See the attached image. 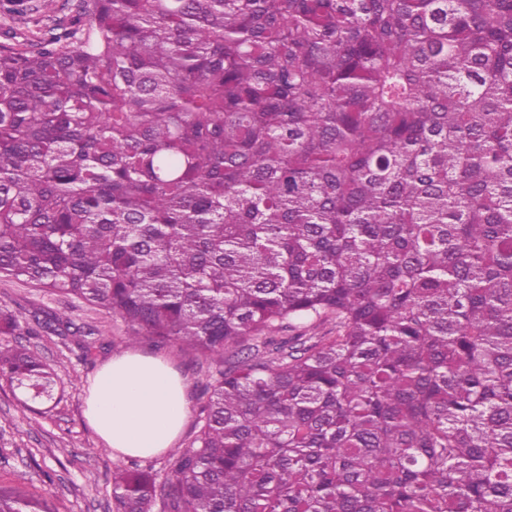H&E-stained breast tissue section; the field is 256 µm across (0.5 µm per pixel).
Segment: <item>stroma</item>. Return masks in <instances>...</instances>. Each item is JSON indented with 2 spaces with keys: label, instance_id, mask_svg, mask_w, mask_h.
Instances as JSON below:
<instances>
[{
  "label": "stroma",
  "instance_id": "obj_1",
  "mask_svg": "<svg viewBox=\"0 0 512 512\" xmlns=\"http://www.w3.org/2000/svg\"><path fill=\"white\" fill-rule=\"evenodd\" d=\"M62 0H0V45L23 46L45 27L68 21ZM20 322L42 312L67 314L85 329L86 337L0 336V345L21 343L37 351L56 372L61 396L53 409L23 405L25 395L0 378V490L25 485L37 497H47L54 512H113L112 477L130 458L102 450V442L88 424L85 400L91 378L113 356L127 352L128 326L105 308L35 285L0 277V308ZM107 329L111 343L100 346L93 328ZM136 352L165 360L187 385L188 414L178 447L189 445L198 430L203 394L212 382L210 359L173 343L158 344L141 337ZM52 470L46 483L43 470Z\"/></svg>",
  "mask_w": 512,
  "mask_h": 512
}]
</instances>
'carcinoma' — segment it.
Wrapping results in <instances>:
<instances>
[{"label":"carcinoma","mask_w":512,"mask_h":512,"mask_svg":"<svg viewBox=\"0 0 512 512\" xmlns=\"http://www.w3.org/2000/svg\"><path fill=\"white\" fill-rule=\"evenodd\" d=\"M71 1L0 46V276L217 365L115 512H512V0Z\"/></svg>","instance_id":"carcinoma-1"}]
</instances>
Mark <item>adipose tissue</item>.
<instances>
[{
    "label": "adipose tissue",
    "mask_w": 512,
    "mask_h": 512,
    "mask_svg": "<svg viewBox=\"0 0 512 512\" xmlns=\"http://www.w3.org/2000/svg\"><path fill=\"white\" fill-rule=\"evenodd\" d=\"M186 384L163 360L129 351L95 374L85 415L103 444L130 457L166 453L186 421Z\"/></svg>",
    "instance_id": "1"
}]
</instances>
